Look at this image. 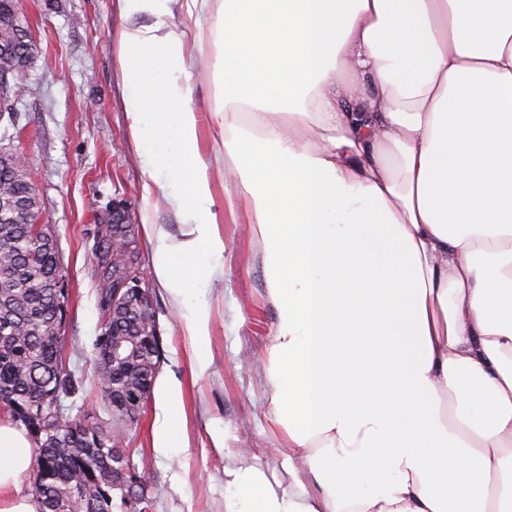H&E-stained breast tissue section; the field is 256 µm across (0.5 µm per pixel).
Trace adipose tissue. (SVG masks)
Wrapping results in <instances>:
<instances>
[{
    "label": "adipose tissue",
    "instance_id": "adipose-tissue-1",
    "mask_svg": "<svg viewBox=\"0 0 512 512\" xmlns=\"http://www.w3.org/2000/svg\"><path fill=\"white\" fill-rule=\"evenodd\" d=\"M120 0L130 135L186 229L151 276L211 365L224 274L211 176L245 201L276 321L264 393L295 458L224 453V512H512V0ZM207 15L210 27L198 19ZM214 57L223 155L199 146L186 41ZM160 455L177 382L154 388ZM24 429L0 421V512H36Z\"/></svg>",
    "mask_w": 512,
    "mask_h": 512
}]
</instances>
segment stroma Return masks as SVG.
Listing matches in <instances>:
<instances>
[{
	"label": "stroma",
	"mask_w": 512,
	"mask_h": 512,
	"mask_svg": "<svg viewBox=\"0 0 512 512\" xmlns=\"http://www.w3.org/2000/svg\"><path fill=\"white\" fill-rule=\"evenodd\" d=\"M19 7L37 52L11 119L0 120V147L26 157L39 202L37 221L56 238L68 281L64 357L67 370L84 378L85 389L64 399L66 414L97 423L112 419L92 359L102 323L98 229L118 202L136 229L142 286L161 339L158 374L177 379L182 387L186 441L169 456H157V408L151 400L136 434L123 445L147 451L146 477L155 488L152 512H224L225 448L268 474L292 454L262 389L261 365L276 312L265 299L246 213L235 189L216 181L217 200L233 208L223 214L224 276L197 291L198 300L211 308L212 363L199 375L189 361L179 313L152 280V246L145 234L146 224L152 223L180 235L183 213L179 200L156 196L131 146L118 76L117 31L126 25L146 27L153 19L121 16L118 0H19ZM193 86L200 147L222 150L210 120L212 78L195 71ZM215 429L225 430V448L212 446Z\"/></svg>",
	"instance_id": "1"
}]
</instances>
